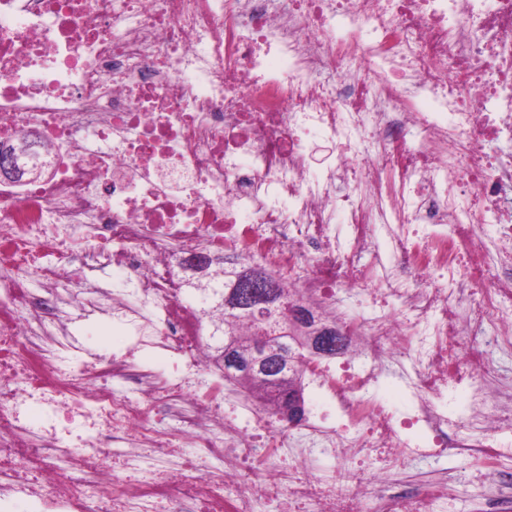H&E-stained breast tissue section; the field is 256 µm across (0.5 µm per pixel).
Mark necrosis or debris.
Instances as JSON below:
<instances>
[{"mask_svg":"<svg viewBox=\"0 0 512 512\" xmlns=\"http://www.w3.org/2000/svg\"><path fill=\"white\" fill-rule=\"evenodd\" d=\"M31 133L36 176L0 178V512H448L446 479L391 491L445 455L486 464L480 512L512 500V0H0V144ZM199 258L366 302L331 360L295 346L300 423L225 416ZM64 282L124 352L74 336Z\"/></svg>","mask_w":512,"mask_h":512,"instance_id":"4bbe7bcc","label":"necrosis or debris"}]
</instances>
